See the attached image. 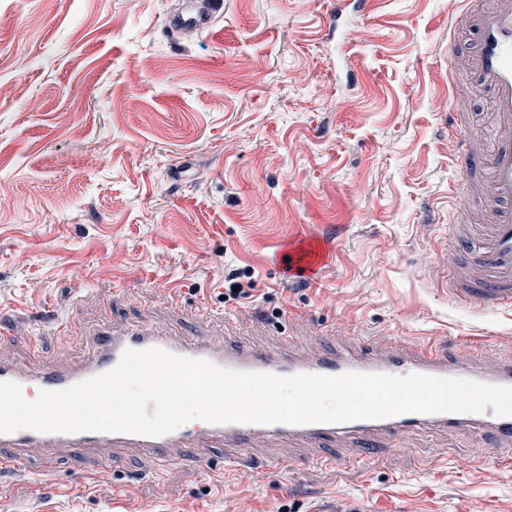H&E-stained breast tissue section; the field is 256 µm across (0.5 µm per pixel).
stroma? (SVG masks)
Listing matches in <instances>:
<instances>
[{
    "mask_svg": "<svg viewBox=\"0 0 512 512\" xmlns=\"http://www.w3.org/2000/svg\"><path fill=\"white\" fill-rule=\"evenodd\" d=\"M222 2L211 30L175 32L181 0H0V362L75 368L116 315L303 356L397 341L490 367L512 355V307L448 292L459 4ZM304 247L312 281L290 283L284 258ZM235 272L250 298L225 300ZM486 448L512 439L381 437L368 469L260 439L252 460L275 467L219 483L192 450L156 471L131 448L96 449L99 467L60 448L39 485L31 448L28 469L0 472V512H512V470Z\"/></svg>",
    "mask_w": 512,
    "mask_h": 512,
    "instance_id": "1",
    "label": "stroma"
}]
</instances>
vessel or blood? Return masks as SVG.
<instances>
[{"mask_svg":"<svg viewBox=\"0 0 512 512\" xmlns=\"http://www.w3.org/2000/svg\"><path fill=\"white\" fill-rule=\"evenodd\" d=\"M220 0H208L202 10L187 8L167 18L171 30L193 27L210 30ZM463 26L477 36L476 45L466 57L470 87L485 93L492 105L493 133L490 147L480 165L488 192L489 224L483 225L479 245L472 247L466 262L455 269L448 282V291L460 302L512 306V0L491 8L472 10ZM470 116L465 112H449L448 136L457 150L456 167L461 177L454 187L459 208H466L476 182L468 167L471 154L466 134ZM160 348L171 354L204 359L225 369L270 373L279 376L315 374L337 376L345 373H380L405 376L460 377L489 385L512 386V357L499 361L489 371L476 361L461 362L436 347L415 343L402 347L386 357L368 354L354 356L343 351L311 359L271 348L248 345H215L201 336L175 338L159 330L122 327L103 332L97 341L93 359L73 374L55 370L30 374L0 364V382L19 384L23 398L32 391L62 390L93 376L112 370L124 350ZM479 428L512 439V416L495 415L493 409L475 414L407 413L374 420H354L342 423L291 425L277 423L213 424L190 420L173 432L151 437L122 432L84 431L76 433H42L23 428L0 434V470H13L29 463L27 449L43 448L42 474L54 469L53 449L56 448H137L153 462L163 467L178 457L185 448L208 442L224 449V462L243 465L247 462L246 447L258 437L268 439L305 438L323 445L348 435L357 446L346 456L349 464L364 463L363 451L375 436L409 434L422 428Z\"/></svg>","mask_w":512,"mask_h":512,"instance_id":"vessel-or-blood-1","label":"vessel or blood"}]
</instances>
